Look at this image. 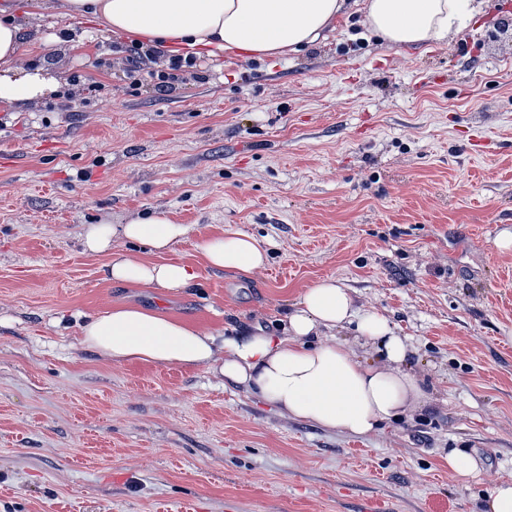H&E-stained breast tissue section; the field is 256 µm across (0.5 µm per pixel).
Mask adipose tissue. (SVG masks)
Instances as JSON below:
<instances>
[{"instance_id":"obj_1","label":"adipose tissue","mask_w":512,"mask_h":512,"mask_svg":"<svg viewBox=\"0 0 512 512\" xmlns=\"http://www.w3.org/2000/svg\"><path fill=\"white\" fill-rule=\"evenodd\" d=\"M347 0H66L70 19L93 17L107 32L144 38L161 53L210 56L233 52L245 60L294 53L317 42ZM483 8V0H364L363 22L389 45L415 47L446 40ZM13 7L0 0V106H18L56 94L61 84L45 66L18 69L24 32ZM187 225L157 211L124 224L87 225L84 251L110 255L107 279L179 292L195 285L194 265L166 261ZM121 237L148 248L150 259L112 256ZM207 266L248 272L267 251L251 234L225 230L196 245ZM353 327L378 357L361 361L344 343H318L324 331ZM283 335L263 329L225 336L181 319L118 305L88 317L82 343L116 362L141 361L218 370L271 407L322 428L364 436L385 422L422 409L430 395L406 363L411 349L386 319L359 312L333 276L320 279L291 305Z\"/></svg>"}]
</instances>
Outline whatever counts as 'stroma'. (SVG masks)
Returning a JSON list of instances; mask_svg holds the SVG:
<instances>
[{
  "label": "stroma",
  "instance_id": "1",
  "mask_svg": "<svg viewBox=\"0 0 512 512\" xmlns=\"http://www.w3.org/2000/svg\"><path fill=\"white\" fill-rule=\"evenodd\" d=\"M349 3L301 53L208 56L161 95L126 79L130 37L17 0L18 66L84 82L67 108L0 109V512H479L512 480V0L400 48ZM151 211L189 226L168 257L196 286L112 283L82 249L85 225ZM227 227L267 263L204 265L197 241ZM326 276L411 345L431 393L413 418L355 437L81 343L82 315L118 303L277 333Z\"/></svg>",
  "mask_w": 512,
  "mask_h": 512
}]
</instances>
